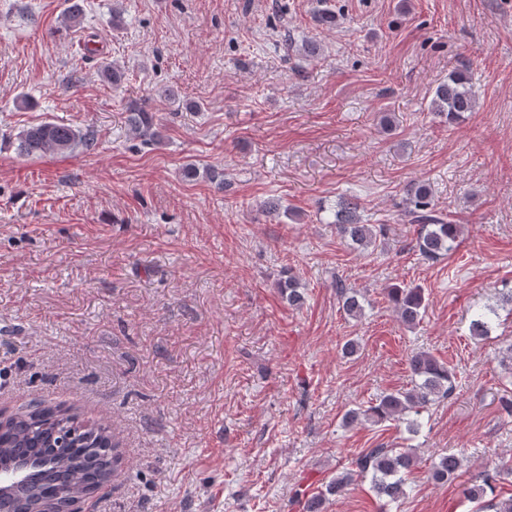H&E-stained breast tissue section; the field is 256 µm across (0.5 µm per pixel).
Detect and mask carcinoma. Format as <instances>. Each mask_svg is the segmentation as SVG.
I'll list each match as a JSON object with an SVG mask.
<instances>
[{
  "label": "carcinoma",
  "instance_id": "1",
  "mask_svg": "<svg viewBox=\"0 0 512 512\" xmlns=\"http://www.w3.org/2000/svg\"><path fill=\"white\" fill-rule=\"evenodd\" d=\"M98 72L112 87L120 86L124 72L116 65L103 62ZM475 108V98L464 72L451 74L440 83L431 99L434 115L452 125ZM126 121L131 132L144 142L161 140L160 126L154 113L132 105ZM95 144L90 131L70 125L45 121L29 126L17 135L16 149L22 155L72 153L80 147ZM432 190L419 182L409 187L401 209V218L418 226L417 244L421 254L429 259L447 256L453 252L463 233V226L453 224L439 216L431 203ZM359 198L352 195L336 205L334 224L341 233L364 248L376 246L377 236L383 229L366 224L360 216ZM280 292L291 305L304 301V292L298 279L288 274L279 283ZM337 294L343 299V309L352 317H360L363 307L358 292L341 283ZM389 301L397 309L402 322L412 327L425 310V296L420 288L394 287L388 291ZM496 309L488 308L474 315L471 330L475 336H485ZM412 388L396 390L380 397L377 404L365 410H351L345 423L408 421L436 400L448 396L453 390V375L448 367L428 352H417L409 359ZM119 441L110 427L100 423L78 420L64 410L44 407L29 409L5 421L0 427V469L20 471L21 481L11 490L13 499H0V512H46L47 499L59 494L65 497L83 496L95 492L120 475L121 457L117 451ZM419 462L416 449L370 448L354 461L356 469L348 470L330 480L324 489L306 501L305 512H323L328 496L340 492L353 481L355 473L371 475L372 488L386 502H397L406 496L405 474ZM462 459L456 455L443 457L432 469V478L446 481L461 467ZM490 483L474 484L465 491L475 512H512V495L500 500L485 499Z\"/></svg>",
  "mask_w": 512,
  "mask_h": 512
}]
</instances>
